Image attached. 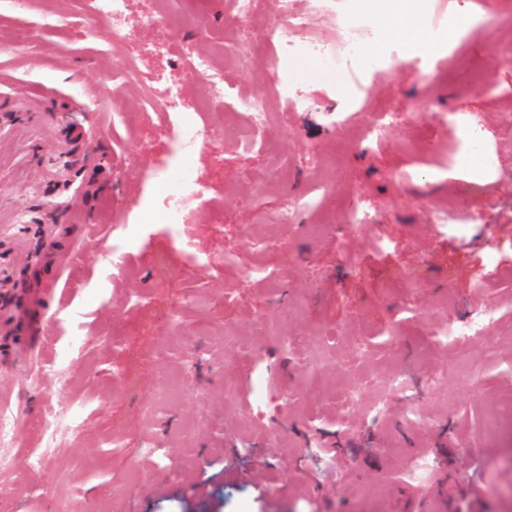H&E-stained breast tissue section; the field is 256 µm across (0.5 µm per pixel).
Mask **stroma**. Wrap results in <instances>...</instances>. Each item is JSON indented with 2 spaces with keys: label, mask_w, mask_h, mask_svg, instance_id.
<instances>
[{
  "label": "stroma",
  "mask_w": 512,
  "mask_h": 512,
  "mask_svg": "<svg viewBox=\"0 0 512 512\" xmlns=\"http://www.w3.org/2000/svg\"><path fill=\"white\" fill-rule=\"evenodd\" d=\"M379 6L404 37L370 22L342 70L299 56L283 84L266 28L304 13L327 46L336 9L260 0L243 26L176 0L149 25L127 0L129 45L95 0H0V408L21 413L0 512H512V0ZM187 45L222 82L186 80ZM464 56L480 89L452 77ZM167 87L222 151L196 154L207 203L173 231L150 207L166 118L144 117ZM254 96L293 107L256 129ZM381 113L397 125L358 139ZM465 113L497 158L479 184ZM357 189L379 221L342 228ZM122 224L146 230L116 269ZM479 308L483 334L444 339Z\"/></svg>",
  "instance_id": "obj_1"
}]
</instances>
